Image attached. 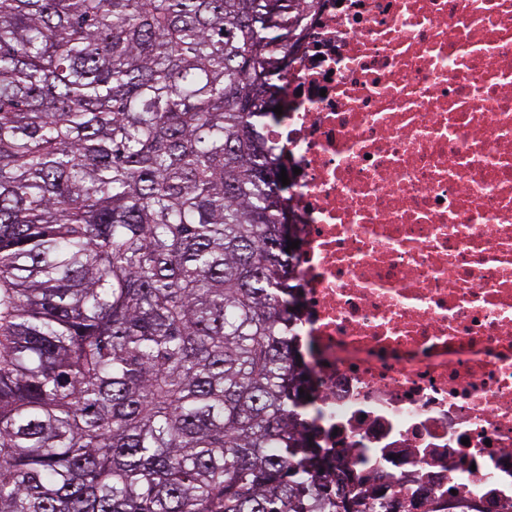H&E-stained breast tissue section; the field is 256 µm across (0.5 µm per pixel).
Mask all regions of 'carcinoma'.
Here are the masks:
<instances>
[{
  "mask_svg": "<svg viewBox=\"0 0 512 512\" xmlns=\"http://www.w3.org/2000/svg\"><path fill=\"white\" fill-rule=\"evenodd\" d=\"M293 0H0V512H368L288 335Z\"/></svg>",
  "mask_w": 512,
  "mask_h": 512,
  "instance_id": "carcinoma-1",
  "label": "carcinoma"
}]
</instances>
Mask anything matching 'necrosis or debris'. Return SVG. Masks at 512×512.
Returning a JSON list of instances; mask_svg holds the SVG:
<instances>
[{"label": "necrosis or debris", "mask_w": 512, "mask_h": 512, "mask_svg": "<svg viewBox=\"0 0 512 512\" xmlns=\"http://www.w3.org/2000/svg\"><path fill=\"white\" fill-rule=\"evenodd\" d=\"M291 169L309 436L399 512H512V0H320Z\"/></svg>", "instance_id": "obj_1"}]
</instances>
